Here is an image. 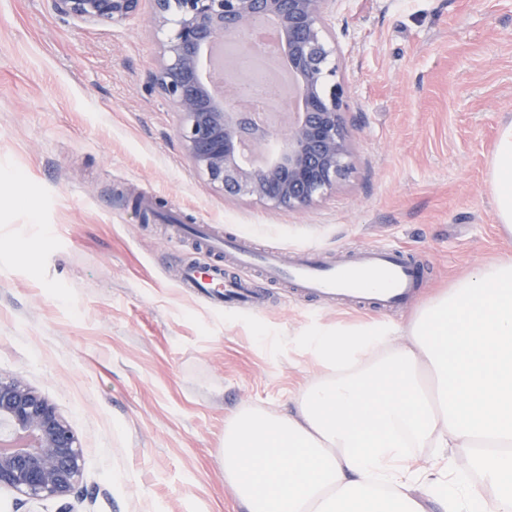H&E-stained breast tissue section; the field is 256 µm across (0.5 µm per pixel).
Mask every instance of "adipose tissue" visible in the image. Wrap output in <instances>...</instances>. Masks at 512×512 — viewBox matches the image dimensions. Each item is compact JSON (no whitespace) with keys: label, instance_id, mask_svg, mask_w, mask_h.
Returning <instances> with one entry per match:
<instances>
[{"label":"adipose tissue","instance_id":"adipose-tissue-1","mask_svg":"<svg viewBox=\"0 0 512 512\" xmlns=\"http://www.w3.org/2000/svg\"><path fill=\"white\" fill-rule=\"evenodd\" d=\"M489 187L512 234V117ZM307 344L322 373L294 414L246 407L224 425V476L246 512H512V256L402 327H339ZM418 448L465 449L493 497L454 458L427 466Z\"/></svg>","mask_w":512,"mask_h":512}]
</instances>
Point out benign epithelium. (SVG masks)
Returning <instances> with one entry per match:
<instances>
[{
    "instance_id": "7a95c632",
    "label": "benign epithelium",
    "mask_w": 512,
    "mask_h": 512,
    "mask_svg": "<svg viewBox=\"0 0 512 512\" xmlns=\"http://www.w3.org/2000/svg\"><path fill=\"white\" fill-rule=\"evenodd\" d=\"M143 0H51L57 13L84 23L121 24ZM152 22L176 20L162 44L153 86L181 114L178 140L192 167L230 197L247 196L271 209L306 211L339 189L354 168L345 112L348 90L330 63L336 40L328 17L336 0H151ZM265 20L279 28L280 47L299 76L297 111L272 126L236 104L238 86L219 92L203 74L206 51L239 39L244 54L259 47L252 30ZM30 446L0 444V489L39 501L65 499L82 481L78 435L56 404L20 376L0 375V431Z\"/></svg>"
}]
</instances>
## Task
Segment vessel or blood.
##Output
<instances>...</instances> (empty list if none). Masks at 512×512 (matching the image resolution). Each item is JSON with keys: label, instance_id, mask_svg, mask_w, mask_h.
I'll return each instance as SVG.
<instances>
[{"label": "vessel or blood", "instance_id": "obj_1", "mask_svg": "<svg viewBox=\"0 0 512 512\" xmlns=\"http://www.w3.org/2000/svg\"><path fill=\"white\" fill-rule=\"evenodd\" d=\"M197 233L211 252L229 254L236 272L226 274L218 264H190L181 281L218 306L234 301L261 309L263 287L283 283L340 309L369 306L380 312L406 304L425 284L423 265L390 245L360 251L335 264L310 246L286 262L278 252L255 246L243 234H219L207 225L199 226Z\"/></svg>", "mask_w": 512, "mask_h": 512}]
</instances>
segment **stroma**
<instances>
[{
  "label": "stroma",
  "instance_id": "1",
  "mask_svg": "<svg viewBox=\"0 0 512 512\" xmlns=\"http://www.w3.org/2000/svg\"><path fill=\"white\" fill-rule=\"evenodd\" d=\"M355 170L307 212L213 190L151 85L167 29L150 0L122 25L0 0V375L54 402L83 448L75 512H244L224 481L240 408L294 412L318 370L309 332L374 321L269 288L258 313L179 288L211 262L144 218L164 203L283 258L379 244L425 260L427 301L504 253L487 176L512 115V0H336Z\"/></svg>",
  "mask_w": 512,
  "mask_h": 512
}]
</instances>
